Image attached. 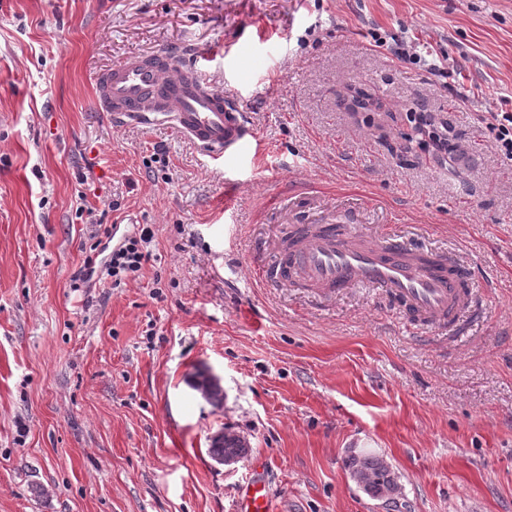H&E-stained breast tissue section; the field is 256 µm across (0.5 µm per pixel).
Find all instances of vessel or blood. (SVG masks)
<instances>
[{
  "mask_svg": "<svg viewBox=\"0 0 512 512\" xmlns=\"http://www.w3.org/2000/svg\"><path fill=\"white\" fill-rule=\"evenodd\" d=\"M99 103L122 123L168 122L213 159L237 155L256 133L239 105L199 74L181 53L137 54L97 80ZM423 249L399 241L373 243L348 224H305L282 260L258 273L264 285L305 281L329 296L381 286L420 322L448 325L477 306L468 268L453 259L424 262ZM233 512H274L262 475L241 487Z\"/></svg>",
  "mask_w": 512,
  "mask_h": 512,
  "instance_id": "1",
  "label": "vessel or blood"
}]
</instances>
